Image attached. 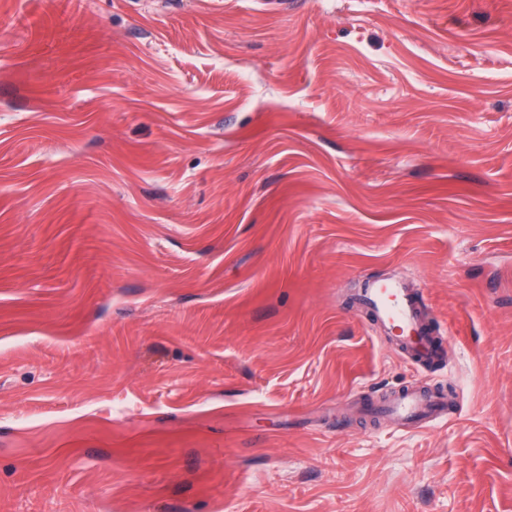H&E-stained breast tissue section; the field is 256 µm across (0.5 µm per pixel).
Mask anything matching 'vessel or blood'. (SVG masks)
<instances>
[{"instance_id": "vessel-or-blood-1", "label": "vessel or blood", "mask_w": 512, "mask_h": 512, "mask_svg": "<svg viewBox=\"0 0 512 512\" xmlns=\"http://www.w3.org/2000/svg\"><path fill=\"white\" fill-rule=\"evenodd\" d=\"M361 300L377 322L394 332L412 349L416 361L425 368L437 366L442 354L428 332L415 292L393 281L373 283L364 289ZM381 409L407 428H421L447 414L443 396L405 390L383 400Z\"/></svg>"}]
</instances>
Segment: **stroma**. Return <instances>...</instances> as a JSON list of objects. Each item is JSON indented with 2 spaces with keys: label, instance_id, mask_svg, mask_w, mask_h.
<instances>
[{
  "label": "stroma",
  "instance_id": "1",
  "mask_svg": "<svg viewBox=\"0 0 512 512\" xmlns=\"http://www.w3.org/2000/svg\"><path fill=\"white\" fill-rule=\"evenodd\" d=\"M0 512H512V0H0ZM361 300L377 322L412 347V355L422 367L433 368L441 362L442 354L426 330L415 292L397 282H376L364 289ZM390 418L407 428H422L447 416L443 396L405 390L380 402Z\"/></svg>",
  "mask_w": 512,
  "mask_h": 512
}]
</instances>
